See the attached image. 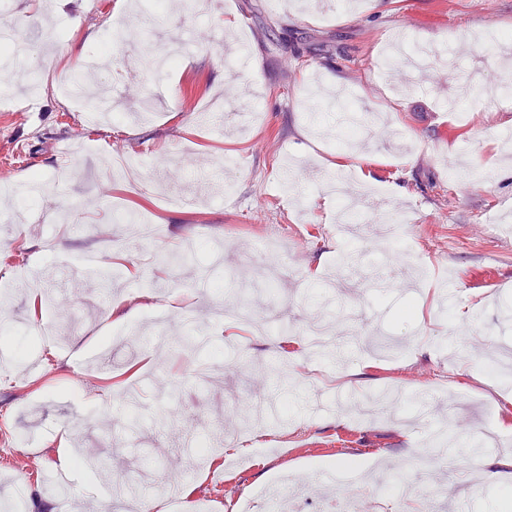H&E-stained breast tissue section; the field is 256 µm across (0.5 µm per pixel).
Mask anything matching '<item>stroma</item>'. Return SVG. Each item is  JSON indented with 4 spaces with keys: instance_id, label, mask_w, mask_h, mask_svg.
I'll return each instance as SVG.
<instances>
[{
    "instance_id": "obj_1",
    "label": "stroma",
    "mask_w": 512,
    "mask_h": 512,
    "mask_svg": "<svg viewBox=\"0 0 512 512\" xmlns=\"http://www.w3.org/2000/svg\"><path fill=\"white\" fill-rule=\"evenodd\" d=\"M117 1L7 3L0 99L27 109L0 112V500L96 512L133 479L129 512L172 484V512L216 487L257 512L281 489L291 512H448L429 483L502 505L512 106L486 91L512 0ZM398 35L432 49L428 81L382 66ZM51 61L112 96L107 121ZM340 175L381 188L407 274L349 278L382 244L337 233Z\"/></svg>"
}]
</instances>
